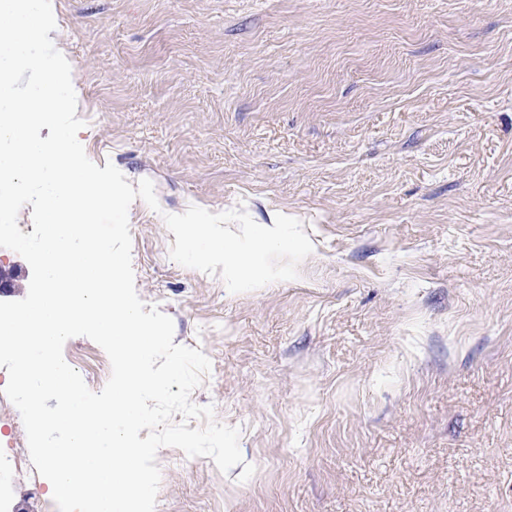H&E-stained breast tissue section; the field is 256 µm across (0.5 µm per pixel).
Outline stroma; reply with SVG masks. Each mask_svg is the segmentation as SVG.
I'll use <instances>...</instances> for the list:
<instances>
[{"label": "stroma", "instance_id": "obj_1", "mask_svg": "<svg viewBox=\"0 0 512 512\" xmlns=\"http://www.w3.org/2000/svg\"><path fill=\"white\" fill-rule=\"evenodd\" d=\"M135 288L207 355L243 466L161 448L155 512H512V0H55ZM298 219L292 281L233 294L164 214ZM92 391L108 359L69 339ZM50 483L0 512H44Z\"/></svg>", "mask_w": 512, "mask_h": 512}]
</instances>
